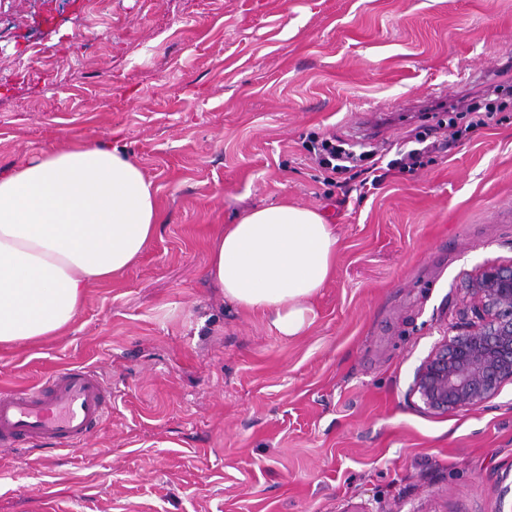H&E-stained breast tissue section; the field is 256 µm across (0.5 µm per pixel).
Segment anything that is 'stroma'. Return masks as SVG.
I'll return each mask as SVG.
<instances>
[{
    "label": "stroma",
    "mask_w": 512,
    "mask_h": 512,
    "mask_svg": "<svg viewBox=\"0 0 512 512\" xmlns=\"http://www.w3.org/2000/svg\"><path fill=\"white\" fill-rule=\"evenodd\" d=\"M512 62V0H0V171L104 141L158 189L141 262L88 288L65 335L0 352V391L98 371L80 450L0 453V512H512V383L435 414L409 387L512 259V112L413 172L343 191L310 134L372 145ZM286 201L336 230L314 323L277 336L226 301L211 243Z\"/></svg>",
    "instance_id": "stroma-1"
}]
</instances>
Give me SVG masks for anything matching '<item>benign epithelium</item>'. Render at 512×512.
Masks as SVG:
<instances>
[{
  "label": "benign epithelium",
  "mask_w": 512,
  "mask_h": 512,
  "mask_svg": "<svg viewBox=\"0 0 512 512\" xmlns=\"http://www.w3.org/2000/svg\"><path fill=\"white\" fill-rule=\"evenodd\" d=\"M468 289L474 305L466 330L434 346L410 388L438 414L482 405L512 382V259L485 266Z\"/></svg>",
  "instance_id": "7a95c632"
}]
</instances>
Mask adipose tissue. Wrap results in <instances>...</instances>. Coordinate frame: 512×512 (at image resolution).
I'll use <instances>...</instances> for the list:
<instances>
[{"label": "adipose tissue", "instance_id": "obj_1", "mask_svg": "<svg viewBox=\"0 0 512 512\" xmlns=\"http://www.w3.org/2000/svg\"><path fill=\"white\" fill-rule=\"evenodd\" d=\"M156 189L111 144L80 143L0 174V349L66 332L89 286L136 265L154 239ZM336 233L318 211L256 207L216 235L208 276L229 302L302 335L336 270Z\"/></svg>", "mask_w": 512, "mask_h": 512}]
</instances>
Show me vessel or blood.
<instances>
[{
	"mask_svg": "<svg viewBox=\"0 0 512 512\" xmlns=\"http://www.w3.org/2000/svg\"><path fill=\"white\" fill-rule=\"evenodd\" d=\"M111 403L96 371L60 368L33 387L0 393V447L18 454L46 441L82 448L108 416Z\"/></svg>",
	"mask_w": 512,
	"mask_h": 512,
	"instance_id": "b4317fda",
	"label": "vessel or blood"
}]
</instances>
